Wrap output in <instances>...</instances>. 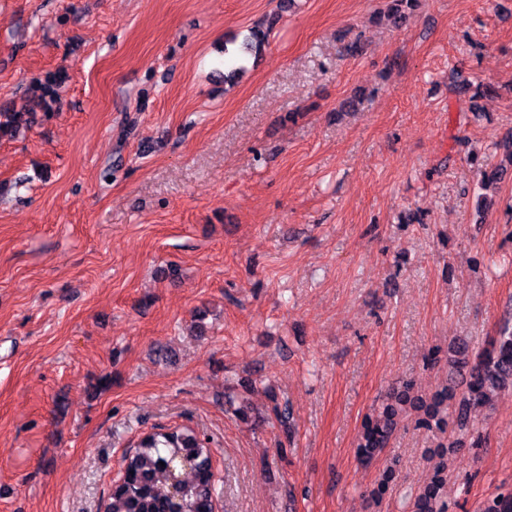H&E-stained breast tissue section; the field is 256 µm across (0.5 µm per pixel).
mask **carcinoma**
<instances>
[{"instance_id":"obj_1","label":"carcinoma","mask_w":512,"mask_h":512,"mask_svg":"<svg viewBox=\"0 0 512 512\" xmlns=\"http://www.w3.org/2000/svg\"><path fill=\"white\" fill-rule=\"evenodd\" d=\"M20 118L19 112H0V137L13 136ZM506 172L500 163L486 165L479 173L481 186ZM454 352L451 384L425 400L412 394V384L406 381L365 416L356 444L362 463L380 457L409 406L423 412L420 425L429 431L445 432L451 423L461 433H472L476 409L500 392H512V321H504L496 335L474 351L457 346ZM394 481L395 470L385 468L372 495L383 498ZM218 484L210 449L191 430L160 428L144 434L137 449L122 457L120 480L112 486L106 512H214ZM446 487L447 469L441 462L419 487L413 512H448ZM475 512H512V489L485 498Z\"/></svg>"}]
</instances>
